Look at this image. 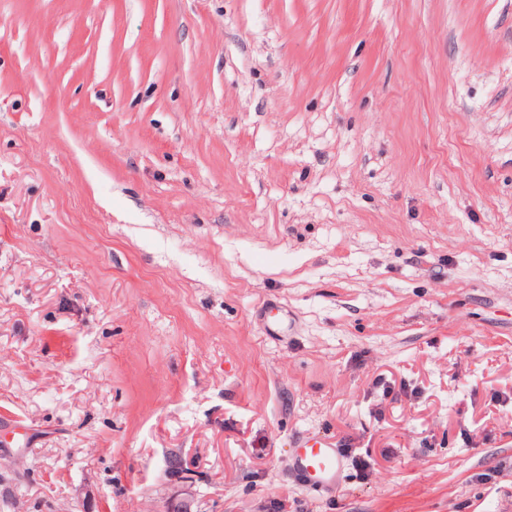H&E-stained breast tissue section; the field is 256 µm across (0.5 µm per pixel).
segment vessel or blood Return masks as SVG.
Returning a JSON list of instances; mask_svg holds the SVG:
<instances>
[{
	"label": "vessel or blood",
	"mask_w": 512,
	"mask_h": 512,
	"mask_svg": "<svg viewBox=\"0 0 512 512\" xmlns=\"http://www.w3.org/2000/svg\"><path fill=\"white\" fill-rule=\"evenodd\" d=\"M343 468L344 455L329 439H307L294 450L292 470L300 485L310 488L336 487Z\"/></svg>",
	"instance_id": "b4317fda"
}]
</instances>
